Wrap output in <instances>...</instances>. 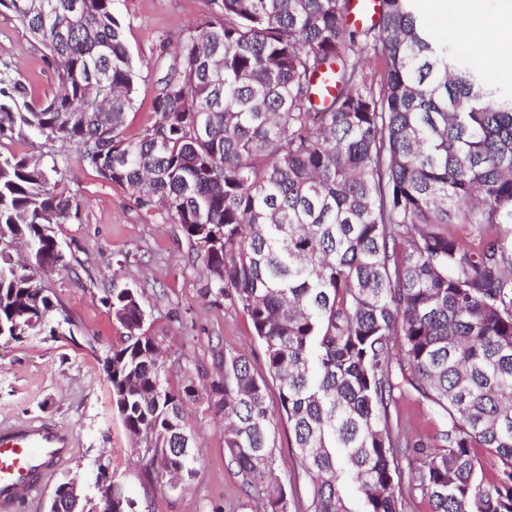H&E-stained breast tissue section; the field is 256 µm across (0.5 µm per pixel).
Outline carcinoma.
<instances>
[{
  "label": "carcinoma",
  "mask_w": 512,
  "mask_h": 512,
  "mask_svg": "<svg viewBox=\"0 0 512 512\" xmlns=\"http://www.w3.org/2000/svg\"><path fill=\"white\" fill-rule=\"evenodd\" d=\"M349 2L209 0L175 47L162 41L171 61L129 139L142 69L113 0H0L57 81L35 101L0 64V140L44 147L0 153V341L55 332L37 269H67L55 226L81 206L59 143L178 225L204 295L241 307L265 348L264 376L219 355L213 375L180 366L174 389L138 290L102 298L126 329L105 361L148 475L195 481L184 408L202 399L244 483L267 480L264 512L291 504L282 420L310 512H407L402 457L431 512H512V92L491 83L484 48L437 42L418 0H379L366 27ZM395 359L447 420L436 444L392 422ZM95 483L88 512H140L103 464Z\"/></svg>",
  "instance_id": "obj_1"
}]
</instances>
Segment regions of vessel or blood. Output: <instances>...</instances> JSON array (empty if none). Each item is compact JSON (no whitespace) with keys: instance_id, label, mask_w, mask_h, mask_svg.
Returning a JSON list of instances; mask_svg holds the SVG:
<instances>
[{"instance_id":"b4317fda","label":"vessel or blood","mask_w":512,"mask_h":512,"mask_svg":"<svg viewBox=\"0 0 512 512\" xmlns=\"http://www.w3.org/2000/svg\"><path fill=\"white\" fill-rule=\"evenodd\" d=\"M69 446L48 420L0 429V512L28 499L64 460Z\"/></svg>"}]
</instances>
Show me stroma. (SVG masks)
Returning <instances> with one entry per match:
<instances>
[{
  "mask_svg": "<svg viewBox=\"0 0 512 512\" xmlns=\"http://www.w3.org/2000/svg\"><path fill=\"white\" fill-rule=\"evenodd\" d=\"M125 26V41L134 60L148 66L139 81L136 105L126 120L125 134L136 137L151 117L155 80L162 68L160 43L176 39L187 25L209 12L208 0H115ZM425 23L440 41L459 44L463 25L453 0H420ZM0 59L25 78L34 97L56 87L53 74L40 59L27 34L9 13L0 14ZM67 185L81 199L78 219L58 225L56 239L70 262L69 269L45 275L74 329L57 328L19 342H0V424L32 419L53 420L73 436L75 446L28 504L16 512H47L55 486L78 478L89 505L99 503L94 485L98 465H106L143 512H263L264 488L247 489L224 455V426L205 404H187L185 415L199 435L198 479L185 490L172 491L148 481L119 415L104 359L126 334L101 299L107 291L137 289L148 332L166 337L169 358L200 361L215 373L213 348L225 353L247 352L253 369L265 371L264 346L253 334L249 317L229 301L214 303L201 291L200 269L188 257V244L176 225L146 220L119 186L70 158ZM391 416L411 434L435 438L445 425L442 414L403 381ZM289 428L280 423L277 455L282 474L292 483L291 512H308L311 488L295 467L288 446Z\"/></svg>",
  "mask_w": 512,
  "mask_h": 512,
  "instance_id": "1",
  "label": "stroma"
}]
</instances>
